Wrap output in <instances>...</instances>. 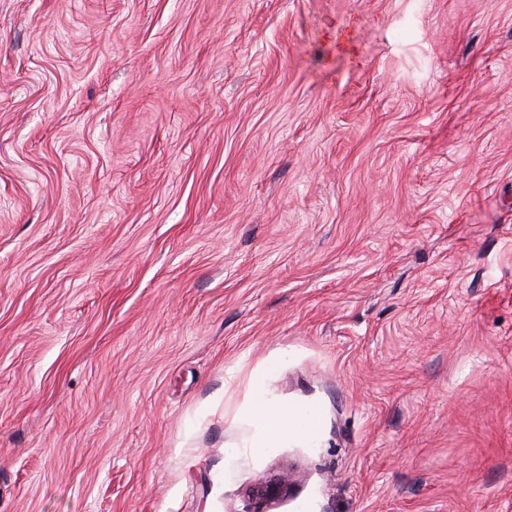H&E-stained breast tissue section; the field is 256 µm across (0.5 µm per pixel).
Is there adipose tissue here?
<instances>
[{
    "mask_svg": "<svg viewBox=\"0 0 512 512\" xmlns=\"http://www.w3.org/2000/svg\"><path fill=\"white\" fill-rule=\"evenodd\" d=\"M251 448L270 447L279 438L309 437L315 432L316 415L309 410L286 408L273 403L264 393H256L250 408Z\"/></svg>",
    "mask_w": 512,
    "mask_h": 512,
    "instance_id": "1",
    "label": "adipose tissue"
}]
</instances>
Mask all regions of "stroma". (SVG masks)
<instances>
[{"instance_id":"1","label":"stroma","mask_w":512,"mask_h":512,"mask_svg":"<svg viewBox=\"0 0 512 512\" xmlns=\"http://www.w3.org/2000/svg\"><path fill=\"white\" fill-rule=\"evenodd\" d=\"M0 512H512V0H0ZM250 420L252 435L249 448L262 450L285 436H312L317 417L310 410L277 405L262 391H257L250 408Z\"/></svg>"}]
</instances>
